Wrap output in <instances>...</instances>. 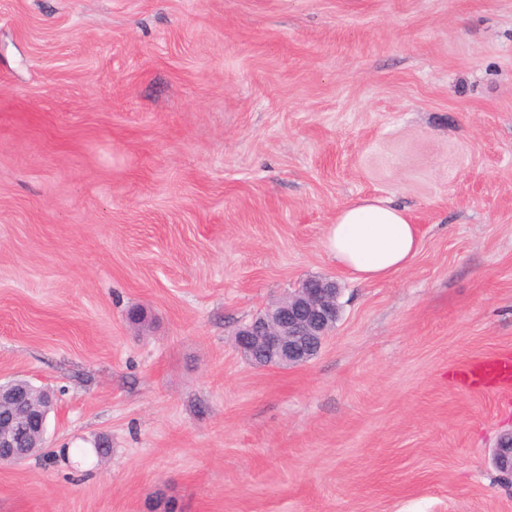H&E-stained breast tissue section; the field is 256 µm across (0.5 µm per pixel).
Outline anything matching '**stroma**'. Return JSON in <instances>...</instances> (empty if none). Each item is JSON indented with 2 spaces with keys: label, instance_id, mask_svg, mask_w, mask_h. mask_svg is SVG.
<instances>
[{
  "label": "stroma",
  "instance_id": "1",
  "mask_svg": "<svg viewBox=\"0 0 512 512\" xmlns=\"http://www.w3.org/2000/svg\"><path fill=\"white\" fill-rule=\"evenodd\" d=\"M365 197L422 240L372 283ZM310 278L319 353L250 365ZM507 357L512 0H0V381L55 402L0 512H512ZM324 247L337 268L357 282L370 283L407 269L420 251L421 238L404 207L363 198L337 211ZM340 312L334 282L306 281L263 314L244 323L236 332V344L256 366H299L318 354ZM471 378L490 376L496 378L501 385L509 387L512 384V360L509 358L494 359L479 365L470 372ZM492 462L501 472L512 474V434L500 437L493 450Z\"/></svg>",
  "mask_w": 512,
  "mask_h": 512
}]
</instances>
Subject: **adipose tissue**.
<instances>
[{"mask_svg":"<svg viewBox=\"0 0 512 512\" xmlns=\"http://www.w3.org/2000/svg\"><path fill=\"white\" fill-rule=\"evenodd\" d=\"M324 247L337 268L360 283L389 278L407 269L421 238L407 210L380 198H363L336 213Z\"/></svg>","mask_w":512,"mask_h":512,"instance_id":"ef3b65f1","label":"adipose tissue"}]
</instances>
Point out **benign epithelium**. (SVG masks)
I'll list each match as a JSON object with an SVG mask.
<instances>
[{"mask_svg":"<svg viewBox=\"0 0 512 512\" xmlns=\"http://www.w3.org/2000/svg\"><path fill=\"white\" fill-rule=\"evenodd\" d=\"M340 312L334 282H306L243 324L236 332V344L256 366H299L318 354ZM51 407L52 400L26 380L0 384V448L7 449L0 453L1 462L20 463L35 452L31 444L21 447V433L31 430L33 436L44 438ZM492 462L501 472L512 474V434L500 437Z\"/></svg>","mask_w":512,"mask_h":512,"instance_id":"benign-epithelium-1","label":"benign epithelium"}]
</instances>
